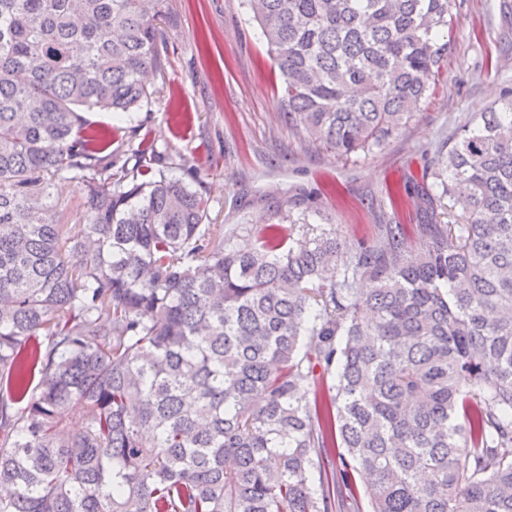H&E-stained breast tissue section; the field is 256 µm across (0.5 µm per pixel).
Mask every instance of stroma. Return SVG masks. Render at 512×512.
<instances>
[{
  "mask_svg": "<svg viewBox=\"0 0 512 512\" xmlns=\"http://www.w3.org/2000/svg\"><path fill=\"white\" fill-rule=\"evenodd\" d=\"M460 2L458 22L440 34L448 57L419 111L352 160L301 141L282 121L279 71L243 0H166L150 97L131 114L93 111L86 120L118 151L155 140L170 157L166 175L206 200L209 223L249 225L236 247L251 246L294 203L310 223L335 225L339 239L370 241L388 220L425 221L414 201L393 208L388 188L421 178L432 149L512 88V0ZM53 196L59 223L83 236V185L56 182Z\"/></svg>",
  "mask_w": 512,
  "mask_h": 512,
  "instance_id": "1",
  "label": "stroma"
}]
</instances>
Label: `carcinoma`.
Segmentation results:
<instances>
[{
  "label": "carcinoma",
  "instance_id": "1",
  "mask_svg": "<svg viewBox=\"0 0 512 512\" xmlns=\"http://www.w3.org/2000/svg\"><path fill=\"white\" fill-rule=\"evenodd\" d=\"M164 2L0 0V512H512V91L388 192L448 208L417 248L290 210L238 249L248 226L206 223L155 142L84 134L150 95ZM245 4L280 117L345 160L419 111L458 19ZM60 180L84 186L79 240ZM56 213L60 224H67L71 237L84 235L86 214L83 208L84 187L76 181H58L53 189Z\"/></svg>",
  "mask_w": 512,
  "mask_h": 512
}]
</instances>
